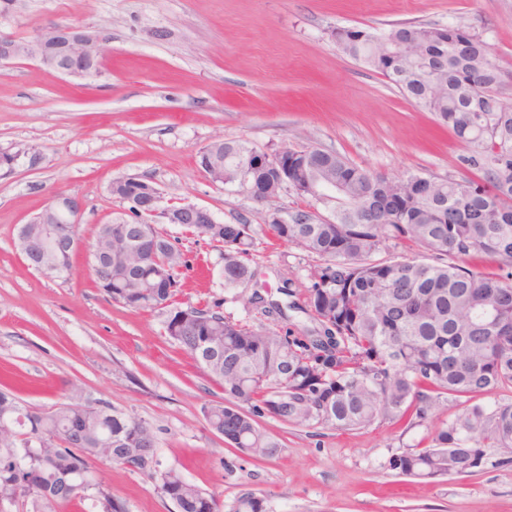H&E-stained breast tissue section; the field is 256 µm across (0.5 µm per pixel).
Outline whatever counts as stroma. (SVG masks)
Segmentation results:
<instances>
[{
    "mask_svg": "<svg viewBox=\"0 0 512 512\" xmlns=\"http://www.w3.org/2000/svg\"><path fill=\"white\" fill-rule=\"evenodd\" d=\"M401 22L462 25L480 36L503 71L500 97L512 103V0H25L0 13V32L18 37L79 24L108 38L94 77L31 60L0 66V150L27 153L0 178V381L35 407L103 402L144 420L162 466L228 510L251 493L267 512H512V464H499L496 453L473 472L438 480L384 469L391 452L430 445L423 426L315 436L264 416L282 454L234 457L202 413L223 388L169 340L168 310L112 300L88 265L97 225L128 209L111 195L112 180L146 179L168 203L197 204L220 223L256 229V276L228 288L218 248L164 225L192 263L180 274L179 308L216 303L224 315L251 320L257 313L245 303L257 294L279 306L265 317L268 327L317 334L303 296L317 257L276 241L264 228L266 207L212 181L199 155L217 140L266 152L285 142L392 178L476 175L466 162L476 148L440 130L380 72L343 55L332 36ZM58 191L83 202L81 247L62 277L28 268L17 248L19 226ZM98 476L127 512H176L129 469L104 463Z\"/></svg>",
    "mask_w": 512,
    "mask_h": 512,
    "instance_id": "stroma-1",
    "label": "stroma"
}]
</instances>
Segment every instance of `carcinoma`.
<instances>
[{"label":"carcinoma","mask_w":512,"mask_h":512,"mask_svg":"<svg viewBox=\"0 0 512 512\" xmlns=\"http://www.w3.org/2000/svg\"><path fill=\"white\" fill-rule=\"evenodd\" d=\"M348 58L382 73L400 92L434 114L462 142L476 147L480 175L390 178L346 157L314 147L288 151V183L262 170L252 179L268 191L270 221L279 240L317 257L304 303L321 325L317 336L277 332L209 307L174 306L180 280L155 287L165 267L190 259L155 224L154 255L130 267L123 257L139 225L98 226L93 246H112V257L93 254L95 279L113 300L135 310L170 309L166 332L211 379L224 385V401L208 403L209 430L244 456L269 460L284 444L259 423L268 416L316 435L362 430L374 424L404 431L432 423V445L391 453L384 468L397 475L435 479L468 473L487 450L512 461V104L499 96L503 73L488 44L464 26L396 23L380 34L365 28L333 33ZM254 148L224 142V186L244 191L237 165ZM329 185L317 196L309 185ZM150 182L112 181V196H146ZM284 194L307 201L284 208ZM326 211L332 222L313 221ZM185 228L221 242L219 224ZM417 247L434 259L375 260L388 245ZM252 226L239 225L222 252L224 287L252 279ZM477 257L497 263L502 275L461 266ZM47 272L69 274L72 255L47 245ZM209 336L221 358L195 351ZM0 512H52L61 503L81 512H126L97 476L104 449L112 462L152 483L177 512H223L213 495L173 467L163 468L147 423L109 404L57 403L42 412L0 391ZM81 432L72 446L70 433ZM233 512H266L254 494Z\"/></svg>","instance_id":"1"}]
</instances>
